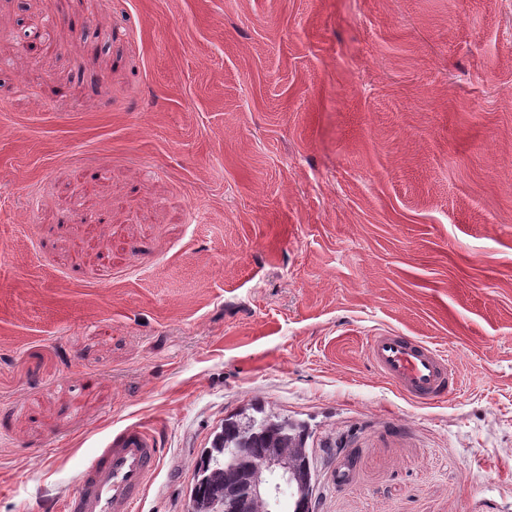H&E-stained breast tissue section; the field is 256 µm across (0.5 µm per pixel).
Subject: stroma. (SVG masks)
Wrapping results in <instances>:
<instances>
[{
    "instance_id": "obj_1",
    "label": "stroma",
    "mask_w": 512,
    "mask_h": 512,
    "mask_svg": "<svg viewBox=\"0 0 512 512\" xmlns=\"http://www.w3.org/2000/svg\"><path fill=\"white\" fill-rule=\"evenodd\" d=\"M251 403L314 512H512V0H0V512L132 423L188 512ZM367 356L374 369L402 393L419 402L440 398L458 378L433 346L396 331L371 336Z\"/></svg>"
}]
</instances>
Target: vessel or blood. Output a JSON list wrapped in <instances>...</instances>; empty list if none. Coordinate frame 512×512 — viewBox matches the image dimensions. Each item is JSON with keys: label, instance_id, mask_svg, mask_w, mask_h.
Returning a JSON list of instances; mask_svg holds the SVG:
<instances>
[{"label": "vessel or blood", "instance_id": "obj_1", "mask_svg": "<svg viewBox=\"0 0 512 512\" xmlns=\"http://www.w3.org/2000/svg\"><path fill=\"white\" fill-rule=\"evenodd\" d=\"M367 356L380 375L419 402L440 398L458 382L435 347L396 331L372 336ZM162 456L149 428L125 426L108 437L78 473L64 512H138Z\"/></svg>", "mask_w": 512, "mask_h": 512}]
</instances>
